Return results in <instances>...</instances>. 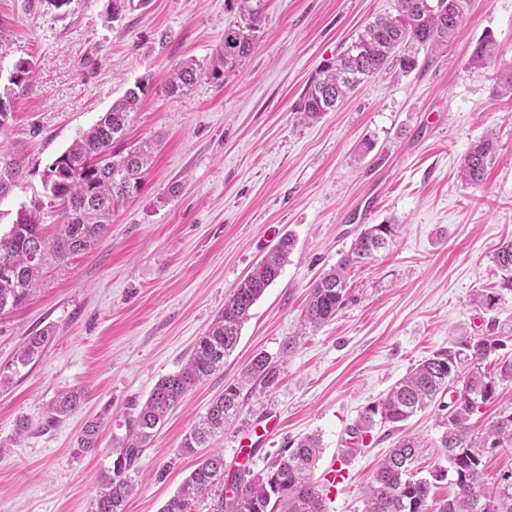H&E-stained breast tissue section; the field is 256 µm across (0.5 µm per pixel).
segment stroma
<instances>
[{"label": "stroma", "mask_w": 512, "mask_h": 512, "mask_svg": "<svg viewBox=\"0 0 512 512\" xmlns=\"http://www.w3.org/2000/svg\"><path fill=\"white\" fill-rule=\"evenodd\" d=\"M396 0H266L259 45L226 81L198 78L184 95L162 88L188 60L208 63L237 20L225 0H150L107 22V0H0V67L36 64L34 86L14 103L0 157L25 173L0 200V227L20 206L41 200L45 168L141 79L153 84L126 139L154 142L145 186L118 210L88 254L50 263L32 297L0 314V368L25 336L51 330L42 355L0 387V512H89L97 475L111 467L124 419L162 376L181 369L199 336L238 282L284 235L295 248L280 277L252 307L224 367L192 387L157 429L140 461L126 512H160L193 470L182 440L252 357L269 355L274 386L253 393L212 445L224 470L241 465V436L263 437L248 468H268L289 442L316 434L322 454L314 479L327 512H366L378 464L398 439L423 444V472L447 467L438 407L395 429L376 426L353 457L348 431L370 403L407 372L460 336L496 329L498 357H512V289L493 257L512 239V96L495 92L512 65V0H469L446 51L420 53L416 70L392 68L359 85L319 120L293 109L326 60ZM497 63L470 65L485 33ZM498 141L484 181L458 170L469 146ZM374 148L362 152L365 140ZM375 224L400 230L373 259L351 265L350 298L334 320L302 325L314 282L336 267L363 230L359 207ZM491 296V305L477 294ZM292 352L283 353L288 337ZM81 389L78 412L53 424L45 408ZM32 430L14 441L19 416ZM104 416L99 447L80 453L88 419ZM347 479L329 484L332 466Z\"/></svg>", "instance_id": "1"}]
</instances>
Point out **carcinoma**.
Returning a JSON list of instances; mask_svg holds the SVG:
<instances>
[{
    "mask_svg": "<svg viewBox=\"0 0 512 512\" xmlns=\"http://www.w3.org/2000/svg\"><path fill=\"white\" fill-rule=\"evenodd\" d=\"M427 0H397L393 13L377 16L335 58L327 61L311 78L296 107L298 118L307 121L329 112L359 84L378 73L397 67L409 73L418 66L421 49L435 51L448 45L459 30L466 0H438L436 10L425 7ZM149 0H108L106 21L115 22L123 14L145 7ZM241 23L224 30L222 49L205 67L194 61L180 65L163 88L176 96L192 86L201 73L215 80L235 71L256 48L257 31L265 11V0H227ZM499 45L490 33L483 35L473 52L474 65H487L498 59ZM36 64L17 61L7 83L0 86V136L14 119L16 96L33 85ZM152 91L147 80L137 82L123 97L62 152L44 173V199L32 208L18 210L7 231L0 233V313L26 301L37 289L44 267L96 248L116 209L137 198L143 188V171L151 159L152 146L144 143L125 148L121 139L139 112L144 97ZM496 152L491 135L473 143L466 151L460 178L480 184ZM23 164L16 158L0 161V198L22 178ZM49 209L63 213L67 222L49 236L40 214ZM394 224H372L361 231L348 255L324 274L311 289L304 313L305 324L317 328L336 317L347 300L344 270L362 263L384 248L395 234ZM294 239L279 240L261 262L245 276L224 301V308L198 337L185 366L161 377L143 405L124 420L125 436L116 438L112 467L96 478V495L90 512H125V503L135 489L139 462L155 430L168 412L195 384L224 368V357L234 350L242 325L255 303L280 276ZM495 265L503 274V287L512 288V240L495 253ZM50 339L42 331L26 337L13 361L14 368L26 367L38 359ZM503 346L494 329L483 336H463L411 369L381 400L367 406L352 432L362 437L377 423L400 424L429 408L456 383L448 412L441 416L445 431L441 437L448 468H437L420 476L415 467L420 441L402 437L379 465L366 512H429L428 499L433 482L452 477L453 497L443 501L438 512H512V475L499 481L488 477L484 457L489 450L512 445V411H504L490 432L476 433L472 416L490 402L497 383L512 381V358L501 359L488 369L484 362ZM244 378L267 388L275 384L278 369L265 353L256 354ZM243 386L230 383L213 400L202 419L185 435L180 451L196 454V449L224 432V425L236 418L244 404ZM84 399L81 390L58 394L47 406V422H60L79 410ZM104 417L89 420L78 437L85 452L97 449ZM321 453V441L308 436L283 450L270 468L247 472L232 478L224 488V453L215 451L199 459L180 489L160 512H196L201 502L208 512H326L313 470Z\"/></svg>",
    "mask_w": 512,
    "mask_h": 512,
    "instance_id": "carcinoma-1",
    "label": "carcinoma"
}]
</instances>
